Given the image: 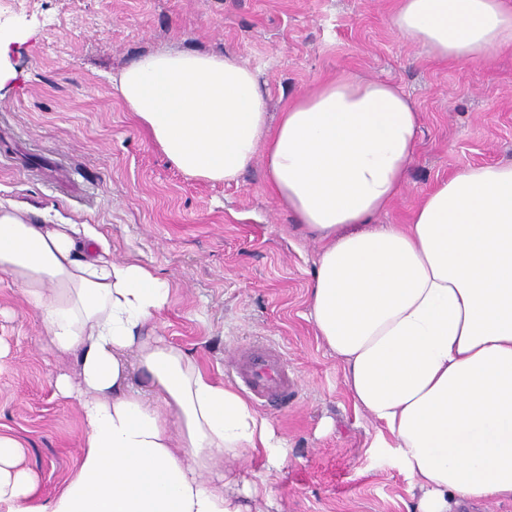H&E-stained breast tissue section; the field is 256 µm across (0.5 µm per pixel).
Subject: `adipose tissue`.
I'll return each instance as SVG.
<instances>
[{"mask_svg":"<svg viewBox=\"0 0 512 512\" xmlns=\"http://www.w3.org/2000/svg\"><path fill=\"white\" fill-rule=\"evenodd\" d=\"M390 26L469 62L512 45L506 0H399ZM112 84L185 176L236 183L263 157L265 188L318 238L309 313L344 364L356 408L412 481L411 512L512 504V164L471 166L425 196L412 223L372 225L403 190L418 115L392 84L344 74L292 97L270 124L240 57H140ZM0 274L36 311L45 347L73 355L57 396L77 404L81 452L38 496L23 445L0 431V512H246L272 505L232 460L287 452L268 418L165 337L147 333L170 281L113 260L91 224H51L0 202Z\"/></svg>","mask_w":512,"mask_h":512,"instance_id":"ef3b65f1","label":"adipose tissue"}]
</instances>
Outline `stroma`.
Here are the masks:
<instances>
[{"mask_svg":"<svg viewBox=\"0 0 512 512\" xmlns=\"http://www.w3.org/2000/svg\"><path fill=\"white\" fill-rule=\"evenodd\" d=\"M398 0H0V199L56 224H91L112 256L135 259L175 292L153 330L227 376L232 350L267 342L297 391L264 407L288 445L266 479L279 512H408L410 481L372 448L377 426L357 409L341 360L309 319L320 242L265 190L262 158L238 184L185 176L112 86L139 56L237 55L258 73L269 115L290 97L350 72L398 86L419 114L407 183L375 218L406 224L422 197L456 172L512 164V46L447 62L396 36ZM40 316L0 275V429L24 446L41 497L75 467L78 407L55 373L76 360L44 348Z\"/></svg>","mask_w":512,"mask_h":512,"instance_id":"35a3bbf8","label":"stroma"}]
</instances>
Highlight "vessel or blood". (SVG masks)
Returning <instances> with one entry per match:
<instances>
[{
	"instance_id": "vessel-or-blood-1",
	"label": "vessel or blood",
	"mask_w": 512,
	"mask_h": 512,
	"mask_svg": "<svg viewBox=\"0 0 512 512\" xmlns=\"http://www.w3.org/2000/svg\"><path fill=\"white\" fill-rule=\"evenodd\" d=\"M231 375L263 406L287 404L294 392V381L284 354L263 342L239 351L231 364Z\"/></svg>"
}]
</instances>
